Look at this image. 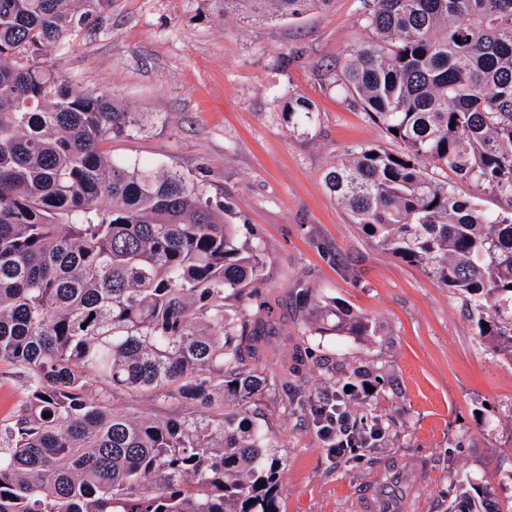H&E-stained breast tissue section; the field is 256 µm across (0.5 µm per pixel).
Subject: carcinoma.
Here are the masks:
<instances>
[{
    "instance_id": "1",
    "label": "carcinoma",
    "mask_w": 512,
    "mask_h": 512,
    "mask_svg": "<svg viewBox=\"0 0 512 512\" xmlns=\"http://www.w3.org/2000/svg\"><path fill=\"white\" fill-rule=\"evenodd\" d=\"M103 2L0 0V366L26 387L0 421V512H280L283 457L246 415L266 386L263 255L181 172L114 163L101 144L145 118L39 60ZM331 2L214 0L271 22ZM366 23L334 83L402 151L359 148L325 185L381 248L494 302L480 335L512 358V0H374ZM443 168L507 209L459 197ZM330 315L316 331H371ZM124 392L179 413L116 412ZM495 496L468 479L450 512Z\"/></svg>"
}]
</instances>
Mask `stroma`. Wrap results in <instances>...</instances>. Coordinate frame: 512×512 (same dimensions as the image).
Wrapping results in <instances>:
<instances>
[{
    "label": "stroma",
    "mask_w": 512,
    "mask_h": 512,
    "mask_svg": "<svg viewBox=\"0 0 512 512\" xmlns=\"http://www.w3.org/2000/svg\"><path fill=\"white\" fill-rule=\"evenodd\" d=\"M374 0H333L295 20L242 21L213 0H108L45 61L89 90H108L141 130L104 143L114 162L175 168L224 203L241 245L266 258L260 301L272 311L256 364L267 389L249 415L284 456L280 512H360L377 478L424 473L401 512H446L467 479L486 478L512 512V361L478 318L417 264L379 247L332 199L324 173L352 150L400 151L357 101L336 92L344 54L372 36ZM310 117L289 116L297 97ZM373 335H316L332 303ZM366 375L381 447L337 465L311 425V398Z\"/></svg>",
    "instance_id": "obj_1"
}]
</instances>
